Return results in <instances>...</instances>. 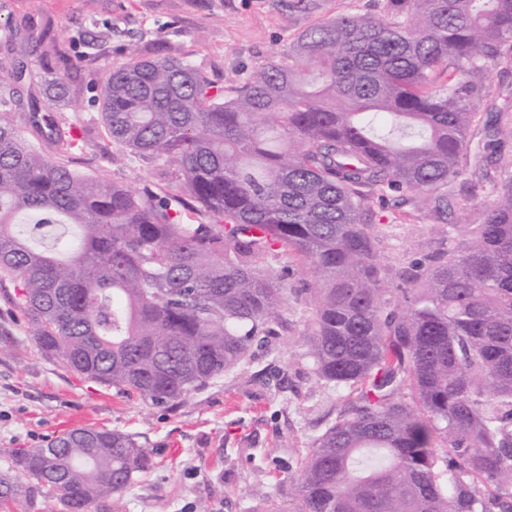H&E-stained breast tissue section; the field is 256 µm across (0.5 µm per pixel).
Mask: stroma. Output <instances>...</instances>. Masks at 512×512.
Masks as SVG:
<instances>
[{
	"instance_id": "35a3bbf8",
	"label": "stroma",
	"mask_w": 512,
	"mask_h": 512,
	"mask_svg": "<svg viewBox=\"0 0 512 512\" xmlns=\"http://www.w3.org/2000/svg\"><path fill=\"white\" fill-rule=\"evenodd\" d=\"M388 8V0H0V61L41 71L46 44L14 47L5 35L37 33L52 21L53 35L68 55L69 92L41 102L40 111L73 127L80 146L64 154L38 137L28 121L31 88L25 80L0 86V99L10 101L0 109V120L51 160L172 200L178 193L176 166L113 143L96 102L105 73L84 58L72 36L91 30L106 61L115 65L136 50L185 58L204 80L228 90L270 60L286 58L304 30L341 16H381ZM491 114L512 123L511 48L488 71L461 174L447 187V223L415 211L404 194L371 193L373 231L387 265L397 269L446 250L449 234L465 241L481 222L492 185L512 160L510 151L492 157L483 148ZM266 266L286 293L276 336L201 390L166 406L102 386L42 354L15 303L14 282L0 278V448L43 447L84 419L130 434L154 452L151 473L123 492L117 512H196L202 502L213 512H296L287 475L298 470L347 399L316 376L306 356L315 306L305 263L280 249Z\"/></svg>"
}]
</instances>
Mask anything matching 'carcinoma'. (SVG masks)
<instances>
[{"label":"carcinoma","instance_id":"obj_1","mask_svg":"<svg viewBox=\"0 0 512 512\" xmlns=\"http://www.w3.org/2000/svg\"><path fill=\"white\" fill-rule=\"evenodd\" d=\"M302 32L229 93L189 61L109 67L112 141L177 166L169 200L49 160L0 121V277L40 351L145 402L182 400L274 334L288 247L314 274L306 357L349 400L299 467L298 512H512V174L475 237L390 271L367 190L420 192L445 221L484 79L512 39V0H391ZM64 149L73 129L47 126ZM491 152L512 125H490ZM0 508L112 512L154 467L131 435L81 427L2 450Z\"/></svg>","mask_w":512,"mask_h":512}]
</instances>
